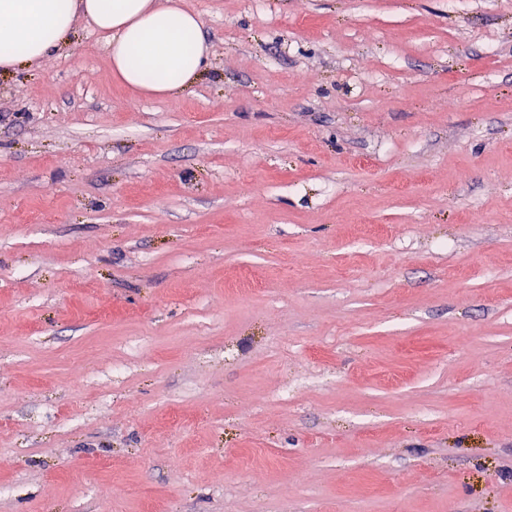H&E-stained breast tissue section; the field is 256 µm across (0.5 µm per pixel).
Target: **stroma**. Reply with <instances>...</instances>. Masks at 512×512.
Returning <instances> with one entry per match:
<instances>
[{
	"label": "stroma",
	"mask_w": 512,
	"mask_h": 512,
	"mask_svg": "<svg viewBox=\"0 0 512 512\" xmlns=\"http://www.w3.org/2000/svg\"><path fill=\"white\" fill-rule=\"evenodd\" d=\"M182 2L0 73V512H512V0ZM174 0H0V71L61 53L79 19L105 35L112 73L146 98L183 93L210 46L200 14Z\"/></svg>",
	"instance_id": "stroma-1"
}]
</instances>
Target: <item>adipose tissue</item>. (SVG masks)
I'll use <instances>...</instances> for the list:
<instances>
[{"label": "adipose tissue", "mask_w": 512, "mask_h": 512, "mask_svg": "<svg viewBox=\"0 0 512 512\" xmlns=\"http://www.w3.org/2000/svg\"><path fill=\"white\" fill-rule=\"evenodd\" d=\"M81 19L104 34L113 75L140 96L179 95L208 65L200 14L172 0H0V71L61 53Z\"/></svg>", "instance_id": "adipose-tissue-1"}]
</instances>
